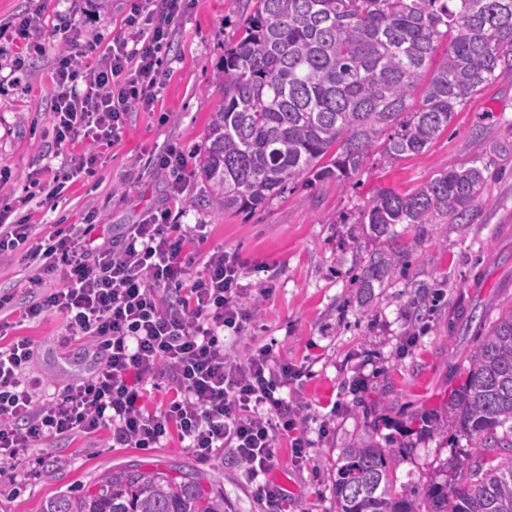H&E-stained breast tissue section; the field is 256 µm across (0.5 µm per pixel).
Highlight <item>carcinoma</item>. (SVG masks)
<instances>
[{
	"instance_id": "obj_1",
	"label": "carcinoma",
	"mask_w": 512,
	"mask_h": 512,
	"mask_svg": "<svg viewBox=\"0 0 512 512\" xmlns=\"http://www.w3.org/2000/svg\"><path fill=\"white\" fill-rule=\"evenodd\" d=\"M501 77H512V0H255L215 75L224 104L199 161L213 207L251 211L290 184L346 183L381 140L389 155H418ZM484 183L475 166L445 168L408 194L383 189L368 205L371 232L390 239L397 224L463 220ZM401 261L392 248L371 254L359 287H383ZM420 420L419 433L452 429L479 455L415 498L393 490L402 449L354 439L333 473L336 512H512V305L479 337L448 402ZM42 512H224V496L193 473L133 465Z\"/></svg>"
}]
</instances>
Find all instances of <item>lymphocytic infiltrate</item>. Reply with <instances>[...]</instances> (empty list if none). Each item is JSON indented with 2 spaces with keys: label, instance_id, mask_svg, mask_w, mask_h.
Listing matches in <instances>:
<instances>
[{
  "label": "lymphocytic infiltrate",
  "instance_id": "obj_1",
  "mask_svg": "<svg viewBox=\"0 0 512 512\" xmlns=\"http://www.w3.org/2000/svg\"><path fill=\"white\" fill-rule=\"evenodd\" d=\"M184 10L183 0H162L156 9L131 0L125 23L137 31L134 42H113L87 76L74 56L59 57L57 143L89 138L110 146L127 112L153 108L161 57ZM205 240L204 225L172 223L166 209L129 225L109 247L94 244L80 224L37 237L29 215L0 209V253L20 252L36 268L23 282L29 302L20 320L56 312L73 339H94L104 353L89 376L48 395L30 371L32 341L0 346L1 461L75 433L109 430L116 448H158L175 434L200 458L228 450L244 461L257 501L282 498L268 479L277 439L291 436L300 457L310 445L295 433L299 406L284 395L296 370L265 346L241 360L226 351L225 336L242 335L255 311L240 302L244 263L237 254L213 250L203 273L188 280V246ZM50 276L61 288L45 290ZM171 287L176 298L164 297ZM160 380L174 395L146 411L147 385Z\"/></svg>",
  "mask_w": 512,
  "mask_h": 512
}]
</instances>
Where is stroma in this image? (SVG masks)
Returning a JSON list of instances; mask_svg holds the SVG:
<instances>
[{
	"label": "stroma",
	"mask_w": 512,
	"mask_h": 512,
	"mask_svg": "<svg viewBox=\"0 0 512 512\" xmlns=\"http://www.w3.org/2000/svg\"><path fill=\"white\" fill-rule=\"evenodd\" d=\"M130 0H0V27L32 18L29 38L45 44L30 58L27 75L14 81L0 71V169L10 172L0 201L28 199L39 236L58 224L92 223V237L108 242L126 225L166 208L177 224H202L207 240L190 251L189 275L202 272L210 252L239 255L246 267L241 302L256 307L241 337L227 339L233 357L269 346L299 371L289 397L303 409L298 428L311 440L297 459L290 437L275 447L271 482L287 480V497L259 504L232 457L203 460L171 436L160 448H116L108 433L74 434L20 452L0 463V512H41L59 494L93 483L102 473L130 464L193 471L203 487L224 493V512H336L328 474L348 443L360 436L403 448L396 488L422 494L444 462L467 463L475 450L452 434L407 435L412 416L438 407L451 383L450 364L476 344L464 314L481 301L512 303V77L488 83L460 107L448 129L421 154L390 157L373 148L347 184L297 186L268 205L224 214L213 209L212 191L198 170L211 112L224 101L214 73L225 46L236 43L252 9L250 0H188L170 32L163 67L168 76L153 111L126 114L110 147L92 141L77 150L94 156L87 171L64 188L54 177L65 157L55 142L52 103L59 52L95 66L113 41L131 39L124 23ZM187 158L179 196L169 175L145 161L167 146ZM486 169L481 201L462 224H400L392 240L407 262L385 287L365 298L357 277L379 249L364 223L370 200L383 189L405 194L443 168ZM276 277L268 297L259 294L263 273ZM419 332L415 344L409 333ZM66 324L51 313L11 326L9 338L35 343L32 371L54 390L87 376L99 358L82 342L65 343Z\"/></svg>",
	"instance_id": "1"
}]
</instances>
